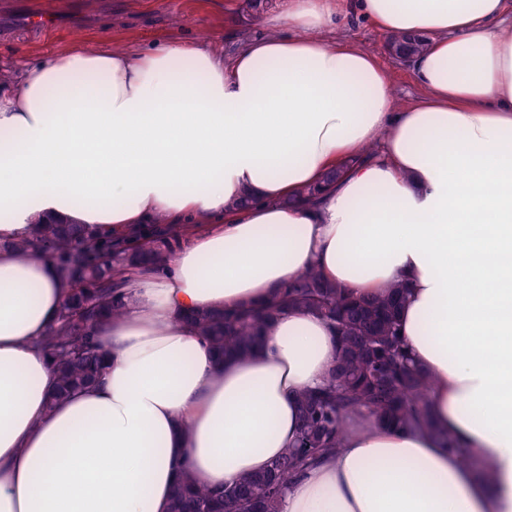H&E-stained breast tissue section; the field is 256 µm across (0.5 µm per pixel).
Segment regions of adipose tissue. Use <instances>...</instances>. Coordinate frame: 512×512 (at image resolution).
Instances as JSON below:
<instances>
[{
	"label": "adipose tissue",
	"instance_id": "adipose-tissue-1",
	"mask_svg": "<svg viewBox=\"0 0 512 512\" xmlns=\"http://www.w3.org/2000/svg\"><path fill=\"white\" fill-rule=\"evenodd\" d=\"M278 19L289 35L229 58L104 44L0 90V512H168L183 472L265 471L335 362L331 327L289 311L252 357L222 362L184 318L266 303L310 265L355 297L407 288L402 332L438 432L483 469L357 415L284 512H512V0H282ZM347 19L426 38L419 99L398 105L357 44L326 45ZM161 216L185 241L131 282L103 380L50 403L33 341L67 289L8 241L36 220L104 240Z\"/></svg>",
	"mask_w": 512,
	"mask_h": 512
}]
</instances>
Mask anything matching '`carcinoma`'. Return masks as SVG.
Segmentation results:
<instances>
[{
    "label": "carcinoma",
    "instance_id": "carcinoma-1",
    "mask_svg": "<svg viewBox=\"0 0 512 512\" xmlns=\"http://www.w3.org/2000/svg\"><path fill=\"white\" fill-rule=\"evenodd\" d=\"M403 57L424 50L425 39L398 37ZM140 249L128 238L95 241L75 225L32 222L27 237L11 243L22 256L40 251L68 288L66 306L35 347L53 363L57 378L51 402L96 382L108 353L102 340L107 317L123 313L127 283L119 271L154 270L182 242L177 224L164 219L139 233ZM405 288L395 284L371 299L349 296L309 266L279 289L267 304L244 303L191 317L198 337L218 359L249 357L263 342L267 322L290 310H304L334 330L336 360L322 384L299 395V423L292 445L268 470L231 483L208 485L182 475L170 512H282L292 480L341 448L348 417L365 412L375 423L398 429L436 431L428 407L430 377L415 363L399 320Z\"/></svg>",
    "mask_w": 512,
    "mask_h": 512
}]
</instances>
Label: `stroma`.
<instances>
[{"instance_id":"35a3bbf8","label":"stroma","mask_w":512,"mask_h":512,"mask_svg":"<svg viewBox=\"0 0 512 512\" xmlns=\"http://www.w3.org/2000/svg\"><path fill=\"white\" fill-rule=\"evenodd\" d=\"M278 10L279 0H262L253 11L246 9L244 0H112L111 5L98 7L86 23H63L50 36L0 33V77L10 78L23 64L76 42L93 48L107 41L118 50L198 42L229 54L246 40L279 32L274 19ZM344 33L375 55L388 72L399 103L417 96L410 66L395 55L387 35L360 20Z\"/></svg>"}]
</instances>
